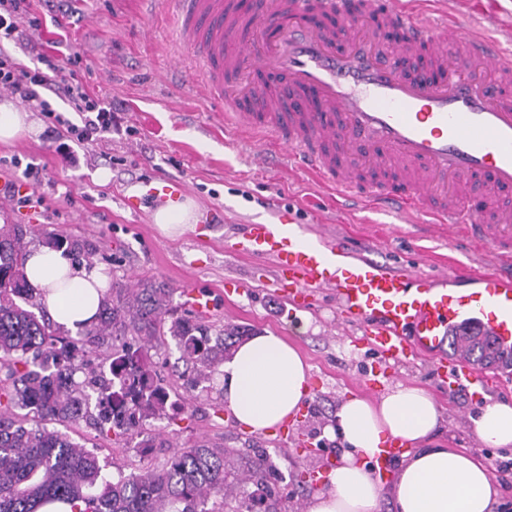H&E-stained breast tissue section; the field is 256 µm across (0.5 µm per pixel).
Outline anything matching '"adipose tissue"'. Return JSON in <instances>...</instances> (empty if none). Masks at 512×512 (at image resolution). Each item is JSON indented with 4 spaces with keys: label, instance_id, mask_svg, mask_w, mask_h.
<instances>
[{
    "label": "adipose tissue",
    "instance_id": "1",
    "mask_svg": "<svg viewBox=\"0 0 512 512\" xmlns=\"http://www.w3.org/2000/svg\"><path fill=\"white\" fill-rule=\"evenodd\" d=\"M25 273L51 320L71 331L92 322L107 297L108 278L101 269L77 264L48 246L28 252ZM218 378L226 409L251 433H271L310 395L309 365L294 343L271 331L238 344ZM440 417L435 397L418 386L396 383L375 400L347 397L324 428L344 452L309 512H493L498 489L487 465L463 450L430 447ZM472 431L484 447L512 446V405L481 408ZM392 438L406 451L387 490L366 463Z\"/></svg>",
    "mask_w": 512,
    "mask_h": 512
}]
</instances>
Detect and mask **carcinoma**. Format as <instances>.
Returning <instances> with one entry per match:
<instances>
[{
  "mask_svg": "<svg viewBox=\"0 0 512 512\" xmlns=\"http://www.w3.org/2000/svg\"><path fill=\"white\" fill-rule=\"evenodd\" d=\"M27 231L20 224L0 227V512H37L48 502H81L83 512H213L210 501L245 487L244 512H256L265 497L269 457L231 473L233 451L202 440L180 448L164 434L145 428L150 419L188 413L194 393L214 388L218 367L248 329L225 322L218 330L188 314L173 316V289L138 281L116 292L96 321L72 335L54 324L24 273ZM53 248L91 254L86 245L48 237ZM175 342L185 365L187 396L168 401L153 358ZM110 345L109 372L96 399L76 380L98 349ZM472 365L512 367V359L488 339L471 335L465 346ZM64 427L95 417L124 447L145 455L169 448L161 467H145L108 478L98 456L65 432L28 426V413ZM249 485L256 490H246Z\"/></svg>",
  "mask_w": 512,
  "mask_h": 512,
  "instance_id": "cac0c4a2",
  "label": "carcinoma"
}]
</instances>
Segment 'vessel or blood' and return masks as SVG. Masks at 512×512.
<instances>
[{"label":"vessel or blood","instance_id":"obj_1","mask_svg":"<svg viewBox=\"0 0 512 512\" xmlns=\"http://www.w3.org/2000/svg\"><path fill=\"white\" fill-rule=\"evenodd\" d=\"M166 4L232 126L287 146L298 169L341 195L462 228L491 261L476 274V287L446 288L281 222L247 225L244 255L270 258L294 300L332 290L341 315L363 328L381 364L436 355L453 330H473L512 349V209L476 211L465 197L469 190L489 197L512 192L511 51L436 22L421 0L408 9L401 0H271L259 16L244 14L234 0ZM374 12L400 32L395 46L362 33L360 17ZM450 41L464 48L466 75L437 83L400 69L420 53L433 68L447 67L443 47ZM251 69L285 79L287 97L255 84L240 94L227 89ZM349 154L366 156L376 171L399 168L398 181L362 187L343 163ZM444 378L478 394L489 386L458 357L449 358Z\"/></svg>","mask_w":512,"mask_h":512}]
</instances>
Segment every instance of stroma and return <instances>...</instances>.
<instances>
[{"label": "stroma", "mask_w": 512, "mask_h": 512, "mask_svg": "<svg viewBox=\"0 0 512 512\" xmlns=\"http://www.w3.org/2000/svg\"><path fill=\"white\" fill-rule=\"evenodd\" d=\"M432 8L512 51V0H434ZM177 30L165 0H72L60 21L44 22L45 37L62 35L64 45L81 53L88 89L125 110L112 131L109 154L75 166L63 163L44 138L0 143V225H23L32 248L49 233L90 244L92 264L115 286L142 279L172 287L174 315L190 312L186 291L192 287L215 302L208 323L220 327L231 321L294 341L311 367V397L298 413L299 430L289 437L244 432L214 390L202 393L184 419L155 420L151 428L182 446L206 440L233 449L239 469L256 455H269L278 469L275 494L266 501L269 512H308L320 489L313 471L341 456L323 429L343 399L369 396L364 376L376 355L363 331L340 316L329 289L295 304L277 284L270 260L239 254L245 225L279 214L386 269L447 282L458 273L481 271L488 254L451 242L444 227L408 224L368 207L348 209L333 188L295 168L286 146L225 126L224 104L206 90ZM30 167L40 170V180L28 179ZM101 168L112 174L108 183L96 179ZM165 185L196 204V223L175 238L157 231L155 207L147 200L150 189ZM31 193L42 195L43 204L19 206L18 196ZM434 365L431 358L396 364L390 380L424 387L436 398L442 417L435 444L466 450L487 464L512 459V447H482L471 428L482 405L512 402V375L486 369L491 387L478 397L448 388ZM68 433L95 451L109 476L162 466L170 454L157 448L140 456L100 435L88 420Z\"/></svg>", "instance_id": "35a3bbf8"}]
</instances>
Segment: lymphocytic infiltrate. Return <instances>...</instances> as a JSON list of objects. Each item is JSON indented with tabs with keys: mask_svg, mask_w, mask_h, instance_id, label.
I'll return each instance as SVG.
<instances>
[{
	"mask_svg": "<svg viewBox=\"0 0 512 512\" xmlns=\"http://www.w3.org/2000/svg\"><path fill=\"white\" fill-rule=\"evenodd\" d=\"M34 11L31 0H0V93L26 108L41 112L47 120L45 136L63 160L76 163V148H90L110 135L117 108L107 99L90 94L78 76L79 53L62 54L59 43L43 38V14L64 13L68 0H41ZM25 44L35 64L18 62L7 43ZM78 113L79 122L64 118L57 102Z\"/></svg>",
	"mask_w": 512,
	"mask_h": 512,
	"instance_id": "f902f5d3",
	"label": "lymphocytic infiltrate"
}]
</instances>
